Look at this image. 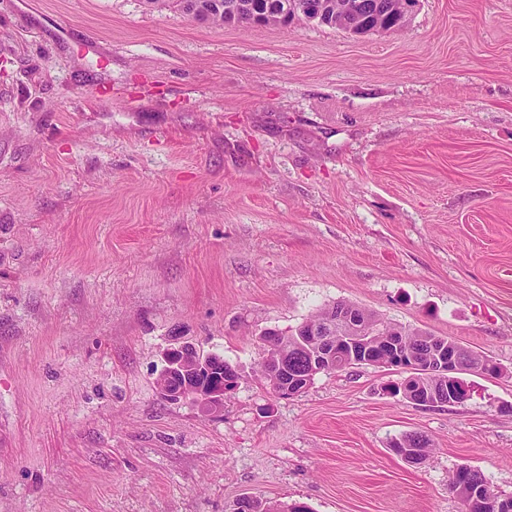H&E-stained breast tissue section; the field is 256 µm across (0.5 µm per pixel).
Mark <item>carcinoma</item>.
I'll use <instances>...</instances> for the list:
<instances>
[{
  "mask_svg": "<svg viewBox=\"0 0 512 512\" xmlns=\"http://www.w3.org/2000/svg\"><path fill=\"white\" fill-rule=\"evenodd\" d=\"M293 2L295 0H180L186 14L219 27L244 24L286 26L298 17L341 30L353 26L359 35L368 33L378 25L387 31H395L401 27L399 0H351L353 12L345 17L336 13V0H310L313 9L304 15L296 11L292 6ZM315 326L327 327L328 335L336 337L349 335L352 328L358 336H386L408 349L420 363L429 361L440 348V344L445 342V339L427 332L386 323L363 309L336 303L312 315L289 333L274 332L277 336L274 349L266 350L261 365L262 376L272 390L279 389L280 385L278 377L268 368L269 360L285 351L288 370L298 372L305 369L309 354L306 346L300 342V337L307 335ZM404 389L421 397L433 390L442 391L443 384L435 377L424 375L421 370H410L404 384L393 386L392 392L397 395ZM430 446V439L425 435L409 433L393 443L392 448L400 456L412 448L420 460L424 461L430 452ZM486 483L487 480L478 470L464 476L456 473L450 477V486L462 501L465 512H485L481 503L470 501L468 492L470 487ZM232 512H309V509L301 504L278 505L244 496L234 503Z\"/></svg>",
  "mask_w": 512,
  "mask_h": 512,
  "instance_id": "cac0c4a2",
  "label": "carcinoma"
}]
</instances>
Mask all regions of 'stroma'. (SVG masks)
<instances>
[{
  "label": "stroma",
  "mask_w": 512,
  "mask_h": 512,
  "mask_svg": "<svg viewBox=\"0 0 512 512\" xmlns=\"http://www.w3.org/2000/svg\"><path fill=\"white\" fill-rule=\"evenodd\" d=\"M337 302L501 373L274 394L262 334ZM176 338L239 372L221 415L162 396ZM462 464L512 494V0L363 36L0 0V512H462ZM385 363L389 364L390 367L402 369L403 372L408 373V376L404 379L405 384H403V382L400 385L392 387V392L395 395L402 393V387L406 391L412 392L414 396L419 397L425 396L427 392H432L433 389L436 390V392L443 390V384L436 377L424 375V370H408L397 367L398 362H395L393 357L387 358ZM408 446V447H406ZM431 446L430 439L420 433L406 434L401 440L393 443L392 448L395 453L403 457L406 450L412 448L420 457L421 463L426 460ZM232 512H310L308 507L301 504H272L258 498L244 496L238 499L232 508Z\"/></svg>",
  "instance_id": "stroma-1"
}]
</instances>
